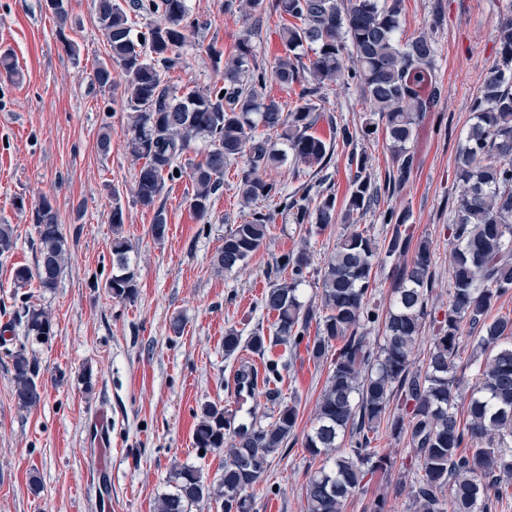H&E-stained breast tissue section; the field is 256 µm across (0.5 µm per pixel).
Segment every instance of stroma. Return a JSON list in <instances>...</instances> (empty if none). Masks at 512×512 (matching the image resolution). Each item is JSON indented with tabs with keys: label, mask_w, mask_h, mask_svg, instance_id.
<instances>
[{
	"label": "stroma",
	"mask_w": 512,
	"mask_h": 512,
	"mask_svg": "<svg viewBox=\"0 0 512 512\" xmlns=\"http://www.w3.org/2000/svg\"><path fill=\"white\" fill-rule=\"evenodd\" d=\"M195 21L180 51V63L167 80L171 86L200 90L221 85L222 72L206 51L231 52L249 37L258 66L281 54L282 20L272 9L243 16L226 0H187ZM66 37L80 48L71 57L57 35L56 21L44 0H0V53H9L13 76H0V224L12 225L17 244L0 258V512H154L155 502L172 488L176 467L201 469L215 480L224 469L225 450L199 451L193 433L205 402L223 406L235 424L265 421L274 406L265 397H240L235 376L252 368L264 371L277 362L281 399L296 404L297 428L276 455L252 499V512H306L303 485L316 465L303 447L317 401L329 374L314 367L305 353L269 349L265 356L240 347L224 355V333L242 336L268 329L273 318L261 305L270 271L282 254L304 247L311 263L302 286L305 303L319 300V281L337 242L358 230L383 242L387 228L380 208L409 210L416 237L433 250V288L429 305H448L450 253L447 226L456 219L461 185L456 177L458 148L473 114L470 105L500 63L497 34L512 0H403L402 40L420 36L435 47L433 69L440 96L421 119L409 143L412 169L398 191L379 204L346 214L354 178L349 152L365 156L373 181L383 183L397 166L383 141L360 136L368 105L353 87L332 84L323 90L316 136L331 140L346 125L355 137L337 147L328 165L287 161L272 170L287 193L310 184L336 197L338 218L321 228L293 224L278 204L263 203L272 216L267 238L247 263L218 272L212 260L224 235L250 214L239 191L245 159L232 161L224 186L212 200L208 223L189 209V173L202 152L179 160L182 173L166 181L160 200L167 234L151 233L154 212L137 203L139 168L126 148L128 112L93 83L107 58L94 0H68ZM111 133L109 152H101L102 130ZM48 196L68 235L70 259L58 285L13 287L14 268L34 266L36 233L30 209ZM121 205L122 235L132 247L138 293L134 300L112 298L104 282L112 266L109 214ZM28 303L50 314L52 340L33 348L42 376V400L20 408L13 397L9 350L24 343L16 311ZM182 329L173 332L174 319ZM92 372L84 383L83 369ZM380 453L388 469L372 475L367 491L355 495L346 512H372L384 496L390 512H412L408 490L419 472L409 465L407 438L382 434ZM41 483L32 493L31 478Z\"/></svg>",
	"instance_id": "1"
}]
</instances>
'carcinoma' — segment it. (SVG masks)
Instances as JSON below:
<instances>
[{"label":"carcinoma","mask_w":512,"mask_h":512,"mask_svg":"<svg viewBox=\"0 0 512 512\" xmlns=\"http://www.w3.org/2000/svg\"><path fill=\"white\" fill-rule=\"evenodd\" d=\"M402 0H274L272 8L293 19L282 28L283 52L269 67L254 63L250 39L242 37L230 57L213 46L207 51L215 65H223V86L178 92L165 81L176 67L186 31L194 24L187 0H133L137 14L159 15L161 22L142 34L133 30L132 18L116 0H95L96 18L108 45V61L95 70L99 89L120 94L130 109L128 153L141 166L135 177L137 202L154 209L152 236L162 240L167 232L164 205L158 203L165 182L180 169L177 160L207 144L204 159L193 165L190 178L195 191L189 207L209 223L212 198L224 184L227 166L248 157L250 169L242 172L239 190L243 202L253 205L278 202L293 223L327 227L336 219V197L318 193L315 206L289 198L280 182L257 175L285 160L271 145V135L286 142L294 159L323 162L333 155L334 144L315 136L317 120L313 98L328 83L357 88L369 103L370 117L361 131L382 136L397 163L399 179L410 171L413 157L407 144L422 113L439 95L431 69L435 48L421 36L402 41ZM59 36L70 55L77 45L64 38L68 25V0L48 4ZM501 67L487 80L471 109L469 127L457 157V176L463 190L456 200L457 217L448 225L454 241L448 284V310L442 318L428 308L432 288L433 251L426 239L414 240L409 216L393 208L380 212L390 237L385 257L403 258L391 279V303L386 313L371 302L372 270L379 248L360 232L344 235L328 260L320 284V305L300 299L309 255L301 248L275 262V279L262 305L272 314L270 334L252 332L247 341L254 353L267 348H296L306 343L309 358L329 363V375L303 447L321 465L304 484L307 512H346L349 499L364 490L366 478L389 465L372 443L380 429L393 436L410 434L414 464L421 478L409 495L415 512H485L491 498L500 499L512 487V318L488 320V312L512 291V17L499 28ZM310 48L309 73L314 84H303L300 50ZM120 69L123 83L112 77ZM274 81L285 88L301 86L299 103L283 112L281 103L267 93ZM348 165L356 169L345 217L370 205L378 188L366 174V160L351 154ZM31 224L38 241L35 269L18 266L14 287L32 280L45 291L57 287L68 255V238L57 210L44 196L31 209ZM123 210L115 205L112 224V275L104 288L114 298L131 300L137 294L131 246L121 235ZM271 215L255 208L241 224L224 234V244L214 265L226 272L247 262L267 236ZM16 246L14 227L0 224V256ZM435 328L433 346L425 366L412 369L416 341L426 319ZM384 321L383 342L372 348L364 326ZM27 340L46 343L54 335L53 322L43 308L27 306L20 315ZM316 336L305 339L311 325ZM469 343V361L476 366L475 384L467 417L458 418L457 400L462 381L456 375L457 359ZM14 372V397L22 408L41 399L40 367L21 346L8 352ZM263 395L277 403L272 422L231 426L224 407L206 402L200 408L194 432L195 445L204 450L232 444L220 478L208 482L192 465L176 469L172 490L157 500L156 512H192L206 499L222 512H250L248 490L262 481L270 460L294 435L298 411L279 400L269 388L280 377L277 364H269ZM398 400L401 414L391 417L388 407ZM351 447H343L344 438ZM448 489V501L439 497Z\"/></svg>","instance_id":"cac0c4a2"}]
</instances>
